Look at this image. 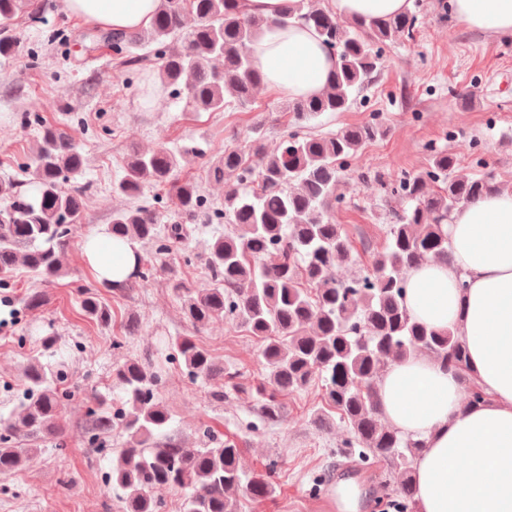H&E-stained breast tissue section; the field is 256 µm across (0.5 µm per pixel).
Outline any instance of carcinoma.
Returning <instances> with one entry per match:
<instances>
[{
  "mask_svg": "<svg viewBox=\"0 0 512 512\" xmlns=\"http://www.w3.org/2000/svg\"><path fill=\"white\" fill-rule=\"evenodd\" d=\"M27 0H0V57L11 56L16 42L4 25L25 11ZM417 16L408 12L380 18L355 19L345 26L323 0H294L276 25L314 30L335 58L326 90L319 96L290 101L284 111L293 123L279 143L267 147L251 140L249 153L224 147L211 163L210 177L224 182V206L215 207L200 187L180 181L177 172L197 147L175 152L159 147L132 148L123 176L112 193L125 204L112 211L107 228L113 240L132 245L136 262L111 291L126 294L148 287L157 270L169 273V287L181 300L184 318L195 328L214 321H239L259 345L266 370L251 387L260 400L262 416L279 419L286 396L321 384L324 416L337 415L349 431L343 448L358 449L360 461L383 462L401 474V512H415L414 462L419 443L385 425L379 414L375 381L390 362L425 351L456 368H467V351L451 331L428 328L416 320L405 302L406 273L428 260H448V216L476 199L502 190L493 171L469 178L453 174L456 159L440 152L428 167L403 175L395 185L401 198L414 203L386 225V244L374 252L371 272L342 280L336 267L354 259V248L340 225L328 214L342 201L337 193L347 167L385 131L371 120L328 135L302 132L305 123L323 112L348 111L359 93L381 71L384 47L411 40ZM267 25L240 8V0H159L146 28L110 32L115 67L147 71L157 66L162 87L182 91L194 112L247 108L263 78L252 64L251 46ZM152 49L134 55L132 44ZM84 157L75 139L52 125L41 126L36 146L25 165L31 191L0 179V288L13 286L19 268L34 283L69 275L71 240L84 218L80 190L63 186L68 175L81 170ZM171 187L177 211L194 217L206 210L224 221V231L212 236L204 250L211 285L194 288L174 273L171 255L186 251L196 228L163 224L146 197L153 187ZM150 244L154 258L137 246ZM80 310L108 326L114 314L94 285L82 291ZM122 336L112 349H125L139 323L121 324ZM170 359L186 374L204 381L215 401L238 389L236 369L217 361L193 336L167 341ZM163 364L126 358L113 366L112 388L121 393L122 409L110 412L111 395L96 394L97 408L86 415L82 433L95 443L121 425L125 440L111 449L112 468L106 480L118 494L122 512H165L153 490L181 491L180 512H237L240 492L255 501L275 493L276 463L248 474L240 465L241 449L222 440L215 428L198 431L186 444L166 431L169 409L158 397ZM22 377L26 392L8 416L0 417V476L24 468L37 452L22 439L54 438L63 433L61 420L69 394L61 390V373L40 356L29 358Z\"/></svg>",
  "mask_w": 512,
  "mask_h": 512,
  "instance_id": "cac0c4a2",
  "label": "carcinoma"
}]
</instances>
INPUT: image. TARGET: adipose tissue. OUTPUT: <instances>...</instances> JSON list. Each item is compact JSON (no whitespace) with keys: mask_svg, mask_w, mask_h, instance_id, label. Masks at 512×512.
Instances as JSON below:
<instances>
[{"mask_svg":"<svg viewBox=\"0 0 512 512\" xmlns=\"http://www.w3.org/2000/svg\"><path fill=\"white\" fill-rule=\"evenodd\" d=\"M350 19L406 12L411 0H331ZM158 0H66L69 12L103 28L148 26ZM453 17L494 36L512 35V0H453ZM267 89L291 99L322 94L334 57L317 35L267 27L252 46ZM452 259L407 273L406 303L428 327L449 330L467 349L468 370L424 352L398 360L375 390L384 421L423 450L414 464L416 512H512V192L493 193L448 218ZM99 277L134 265L129 244L105 234L84 242ZM484 391L483 403L461 402L463 377Z\"/></svg>","mask_w":512,"mask_h":512,"instance_id":"adipose-tissue-1","label":"adipose tissue"}]
</instances>
